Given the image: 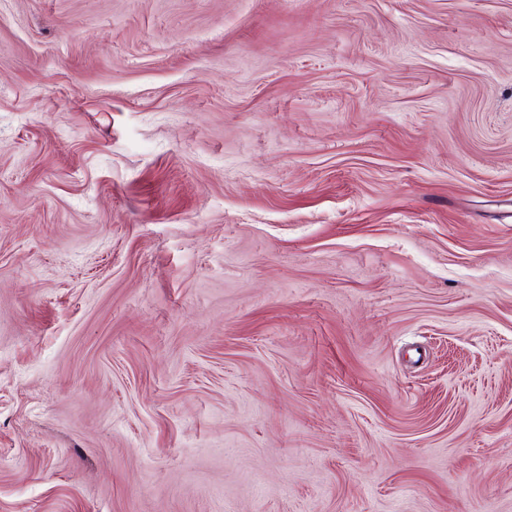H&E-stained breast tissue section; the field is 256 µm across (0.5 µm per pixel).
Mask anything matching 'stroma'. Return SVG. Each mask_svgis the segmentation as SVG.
I'll list each match as a JSON object with an SVG mask.
<instances>
[{"label": "stroma", "instance_id": "obj_1", "mask_svg": "<svg viewBox=\"0 0 512 512\" xmlns=\"http://www.w3.org/2000/svg\"><path fill=\"white\" fill-rule=\"evenodd\" d=\"M0 512H512V0H0Z\"/></svg>", "mask_w": 512, "mask_h": 512}]
</instances>
